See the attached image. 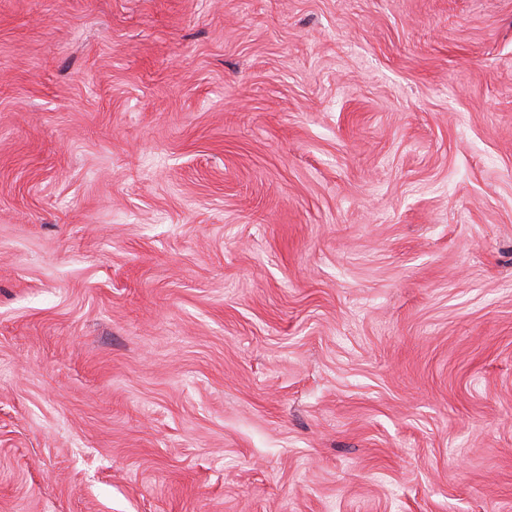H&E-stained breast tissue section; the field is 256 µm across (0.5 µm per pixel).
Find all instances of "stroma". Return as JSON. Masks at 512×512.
<instances>
[{"label": "stroma", "mask_w": 512, "mask_h": 512, "mask_svg": "<svg viewBox=\"0 0 512 512\" xmlns=\"http://www.w3.org/2000/svg\"><path fill=\"white\" fill-rule=\"evenodd\" d=\"M0 512H512V0H0Z\"/></svg>", "instance_id": "stroma-1"}]
</instances>
